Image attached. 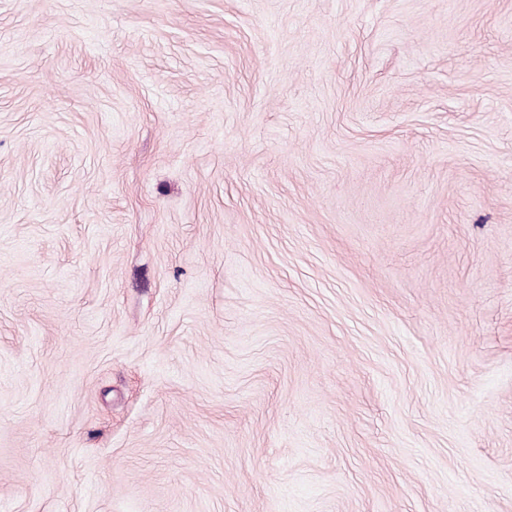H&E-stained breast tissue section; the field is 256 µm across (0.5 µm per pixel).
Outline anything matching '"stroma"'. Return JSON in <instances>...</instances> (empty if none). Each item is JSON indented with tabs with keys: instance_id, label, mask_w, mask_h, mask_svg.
<instances>
[{
	"instance_id": "35a3bbf8",
	"label": "stroma",
	"mask_w": 512,
	"mask_h": 512,
	"mask_svg": "<svg viewBox=\"0 0 512 512\" xmlns=\"http://www.w3.org/2000/svg\"><path fill=\"white\" fill-rule=\"evenodd\" d=\"M0 512H512V0H0Z\"/></svg>"
}]
</instances>
